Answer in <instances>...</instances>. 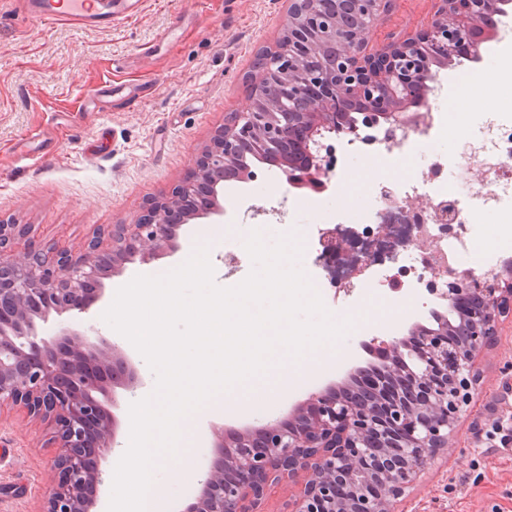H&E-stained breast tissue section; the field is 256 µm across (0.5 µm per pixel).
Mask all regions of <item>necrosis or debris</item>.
I'll return each mask as SVG.
<instances>
[{"mask_svg":"<svg viewBox=\"0 0 512 512\" xmlns=\"http://www.w3.org/2000/svg\"><path fill=\"white\" fill-rule=\"evenodd\" d=\"M443 103V97H436L416 129L370 144L387 175L370 186L369 205L344 213L342 223L359 225L365 234L376 232L385 209L407 206L420 195L428 196L434 207L447 210L448 218L441 221L424 215L421 229L431 241L430 251L413 246L399 250L388 267L357 281L360 299L384 296L392 288L434 304L438 298L425 278L432 259H444L473 280L496 270L499 260L512 252L505 247L481 249V241L497 235L499 228L485 224L477 229L471 220L476 203L495 214L512 215V113H485L476 131L466 126L453 129ZM444 137L463 140L465 150L451 158L436 152ZM423 151L432 156L429 167L421 176H407L405 168L413 154Z\"/></svg>","mask_w":512,"mask_h":512,"instance_id":"4bbe7bcc","label":"necrosis or debris"}]
</instances>
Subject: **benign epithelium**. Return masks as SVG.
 <instances>
[{"label": "benign epithelium", "instance_id": "7a95c632", "mask_svg": "<svg viewBox=\"0 0 512 512\" xmlns=\"http://www.w3.org/2000/svg\"><path fill=\"white\" fill-rule=\"evenodd\" d=\"M389 2L364 0L358 28L345 33L320 23L323 0H288L285 44L250 74L259 99L228 113L195 166L171 194L146 201L136 223L97 230L77 253L23 245L30 226L0 224V410L18 408L49 430L55 453L42 512H95L106 483L99 460L120 445L110 392L119 387L134 395L142 376L94 326L65 325L43 336L39 323L88 312L102 300L104 280L128 264L177 251L180 231L191 221L224 215V170L248 179L238 167L247 154L278 157L291 143L307 160L289 184L326 188L335 156L320 153L315 136L326 130L357 138L360 126L379 125L392 137L410 127L418 114L408 112L416 103L409 86L433 81L432 66L453 60L461 44L471 47V60H480L482 41L466 32L481 26L495 37L489 18L503 5L439 0L427 30L367 53L364 35ZM273 87L280 111L263 112ZM348 102L368 109L362 124L342 111ZM327 241L325 256L346 254L343 235L332 231ZM434 272L449 278L446 312L431 310L435 326L417 322L402 336L362 341L387 354L371 384L375 405L328 386L286 419L256 429H218L210 465L184 512H259L279 485L296 489L288 512H394L427 461L448 447L469 402L475 355L496 334L505 294L512 291L509 264L481 288L446 264Z\"/></svg>", "mask_w": 512, "mask_h": 512}]
</instances>
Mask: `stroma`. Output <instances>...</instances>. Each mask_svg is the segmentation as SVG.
Listing matches in <instances>:
<instances>
[{"label":"stroma","instance_id":"stroma-1","mask_svg":"<svg viewBox=\"0 0 512 512\" xmlns=\"http://www.w3.org/2000/svg\"><path fill=\"white\" fill-rule=\"evenodd\" d=\"M438 0H394L365 36L368 50L427 27ZM34 0H0V222L27 224L39 247L76 251L103 224H132L143 203L179 183L226 113L247 103L243 87L260 47L283 32V0H142L140 11L112 28L55 24L33 16ZM287 182L230 181L225 200L229 235L210 248L216 284L224 282V254L235 251L244 271L253 262L244 240L253 225L245 208L277 205ZM366 195L349 187L324 193L317 207H298L293 226H332ZM187 226L176 253L154 264L130 265L107 290L174 267L196 246L205 227ZM336 319L356 327L337 343L335 363L288 391L266 414L200 418L191 452L200 468L212 457L213 427L254 428L287 418L310 393L342 384L348 371L369 364L361 335L388 339L412 321L430 324L427 309L407 299L389 316L340 302ZM512 419V311L475 360L471 401L447 448L395 503L396 512H512V443L489 448L483 435L494 421ZM43 426L22 414L0 416V512H40L52 449Z\"/></svg>","mask_w":512,"mask_h":512}]
</instances>
